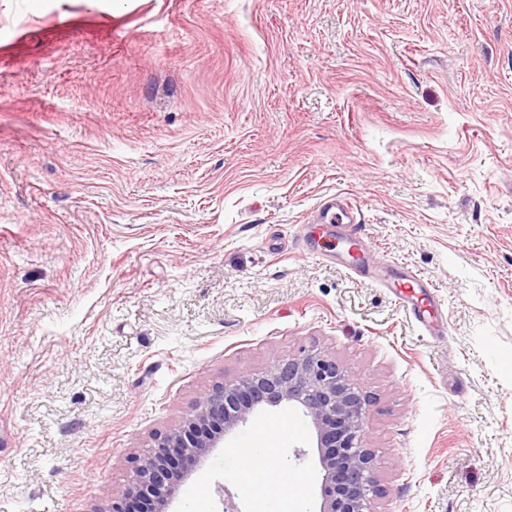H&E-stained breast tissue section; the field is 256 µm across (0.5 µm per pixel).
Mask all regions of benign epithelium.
Here are the masks:
<instances>
[{"instance_id":"obj_1","label":"benign epithelium","mask_w":512,"mask_h":512,"mask_svg":"<svg viewBox=\"0 0 512 512\" xmlns=\"http://www.w3.org/2000/svg\"><path fill=\"white\" fill-rule=\"evenodd\" d=\"M288 403L309 420L323 472L320 512H374L380 494L375 455L364 444L369 397L357 374L318 349H302L268 367L205 391L175 427L153 435L132 480L97 512H168L196 466L249 417Z\"/></svg>"}]
</instances>
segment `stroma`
<instances>
[{
    "label": "stroma",
    "mask_w": 512,
    "mask_h": 512,
    "mask_svg": "<svg viewBox=\"0 0 512 512\" xmlns=\"http://www.w3.org/2000/svg\"><path fill=\"white\" fill-rule=\"evenodd\" d=\"M336 195L381 278L307 231ZM303 346L372 397L376 512H512V0H0V512H94ZM298 415L261 419L319 512ZM243 438L193 473L205 512H255ZM429 285L416 275L403 273L395 288L398 298L409 308L416 322L430 327L427 314H431L427 307L433 308V298Z\"/></svg>",
    "instance_id": "1"
}]
</instances>
